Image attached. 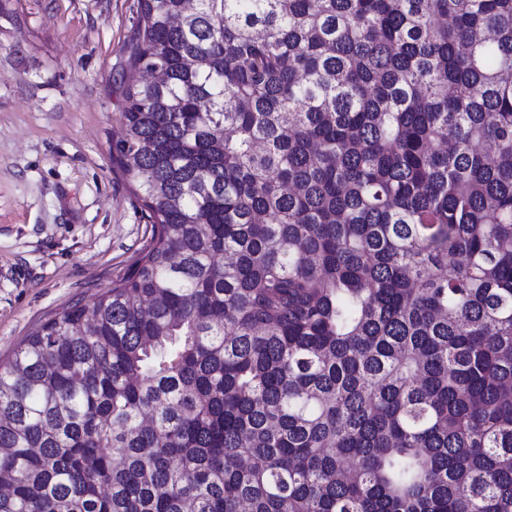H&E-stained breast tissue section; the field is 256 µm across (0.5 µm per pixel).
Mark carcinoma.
Wrapping results in <instances>:
<instances>
[{"label":"carcinoma","mask_w":512,"mask_h":512,"mask_svg":"<svg viewBox=\"0 0 512 512\" xmlns=\"http://www.w3.org/2000/svg\"><path fill=\"white\" fill-rule=\"evenodd\" d=\"M183 10L112 142L153 243L0 364V512H512V0Z\"/></svg>","instance_id":"cac0c4a2"}]
</instances>
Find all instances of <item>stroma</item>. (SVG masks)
I'll use <instances>...</instances> for the list:
<instances>
[{
	"mask_svg": "<svg viewBox=\"0 0 512 512\" xmlns=\"http://www.w3.org/2000/svg\"><path fill=\"white\" fill-rule=\"evenodd\" d=\"M136 18L137 0H0V363L152 244L112 159Z\"/></svg>",
	"mask_w": 512,
	"mask_h": 512,
	"instance_id": "obj_1",
	"label": "stroma"
}]
</instances>
